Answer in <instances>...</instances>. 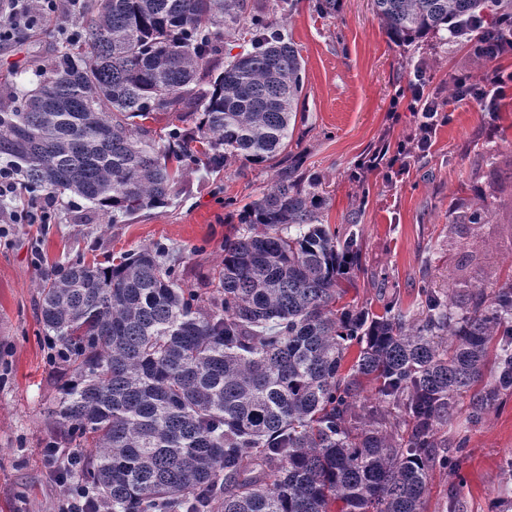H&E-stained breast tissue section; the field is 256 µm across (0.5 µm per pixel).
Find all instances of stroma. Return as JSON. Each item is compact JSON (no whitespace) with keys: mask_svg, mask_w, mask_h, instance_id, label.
<instances>
[{"mask_svg":"<svg viewBox=\"0 0 512 512\" xmlns=\"http://www.w3.org/2000/svg\"><path fill=\"white\" fill-rule=\"evenodd\" d=\"M258 2L304 60L288 149L301 158L303 171L319 178L325 223L343 234L360 231L362 271L351 296L374 303L383 295L414 316L422 281L452 293L511 281L512 84L494 114L457 100L449 87L460 72L476 79L487 70L512 72V53L476 67L468 44L444 30L395 45L373 0H339L332 15L318 13L315 0ZM88 20L83 9L58 13L0 46V85L29 88L33 65L47 64L67 45L68 31ZM419 64L429 90L440 93L446 121L429 154L411 159L406 172L390 181L384 169L370 171L366 164L382 144L417 134L416 115L404 108L392 113L391 103ZM279 169L275 160L236 161L217 171L192 167L162 208L116 221L98 215L80 224L75 217L89 203L66 194L49 223L0 226V512H59L63 489L45 449L51 442L75 449L59 437L51 415L58 393L38 316L39 277L79 258L107 265L161 244L180 258L184 287L217 281L231 215L261 197ZM473 204L487 206L488 223L452 224L455 208ZM462 437L461 469H433L425 512H498L499 500L512 496V482L505 479L512 462V390L479 422L461 408L440 427L436 457L454 455Z\"/></svg>","mask_w":512,"mask_h":512,"instance_id":"obj_1","label":"stroma"}]
</instances>
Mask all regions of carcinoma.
Masks as SVG:
<instances>
[{"label":"carcinoma","instance_id":"carcinoma-1","mask_svg":"<svg viewBox=\"0 0 512 512\" xmlns=\"http://www.w3.org/2000/svg\"><path fill=\"white\" fill-rule=\"evenodd\" d=\"M374 4L399 45L441 30L478 41L512 15V0ZM89 11L31 88L0 91V156L29 190L68 192L116 218L166 205L190 166L285 151L303 59L256 6L92 0ZM231 30L251 50L220 70L212 60ZM156 112L195 125L158 139L142 124ZM301 167L288 154L239 210L215 295L183 287L159 245L41 277L52 363L72 374L57 423L82 449L54 473L85 494L86 512H422L438 426L462 395L478 421L512 388V285L462 308L425 284L411 320L393 299L380 313L344 301L359 234L323 223L326 199ZM488 215L470 206L460 218ZM366 383L376 407L358 403Z\"/></svg>","mask_w":512,"mask_h":512}]
</instances>
